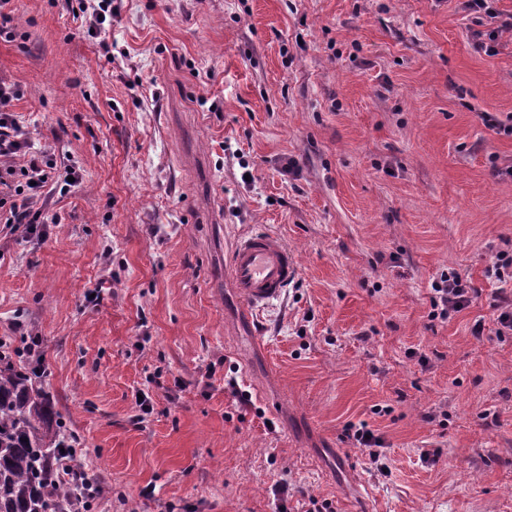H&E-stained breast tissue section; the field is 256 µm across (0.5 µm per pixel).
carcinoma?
Wrapping results in <instances>:
<instances>
[{"label":"carcinoma","instance_id":"cac0c4a2","mask_svg":"<svg viewBox=\"0 0 512 512\" xmlns=\"http://www.w3.org/2000/svg\"><path fill=\"white\" fill-rule=\"evenodd\" d=\"M52 397L22 360L0 357V512H71L80 490L62 479L73 442Z\"/></svg>","mask_w":512,"mask_h":512}]
</instances>
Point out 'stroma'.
Returning <instances> with one entry per match:
<instances>
[{
  "instance_id": "stroma-1",
  "label": "stroma",
  "mask_w": 512,
  "mask_h": 512,
  "mask_svg": "<svg viewBox=\"0 0 512 512\" xmlns=\"http://www.w3.org/2000/svg\"><path fill=\"white\" fill-rule=\"evenodd\" d=\"M462 3L114 0L93 34L78 0H11V109L81 181L40 234L0 223V336L41 337L91 512H277L281 483L289 512H512L485 275L512 254V30L485 55ZM250 230L299 274L246 324L220 269ZM451 268L482 294L443 323ZM362 422L381 463L339 439Z\"/></svg>"
}]
</instances>
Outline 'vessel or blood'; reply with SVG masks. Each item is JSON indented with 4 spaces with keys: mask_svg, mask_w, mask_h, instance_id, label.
Listing matches in <instances>:
<instances>
[{
    "mask_svg": "<svg viewBox=\"0 0 512 512\" xmlns=\"http://www.w3.org/2000/svg\"><path fill=\"white\" fill-rule=\"evenodd\" d=\"M224 272L245 318L278 298L298 272L295 252L268 232L233 235L224 259Z\"/></svg>",
    "mask_w": 512,
    "mask_h": 512,
    "instance_id": "b4317fda",
    "label": "vessel or blood"
}]
</instances>
